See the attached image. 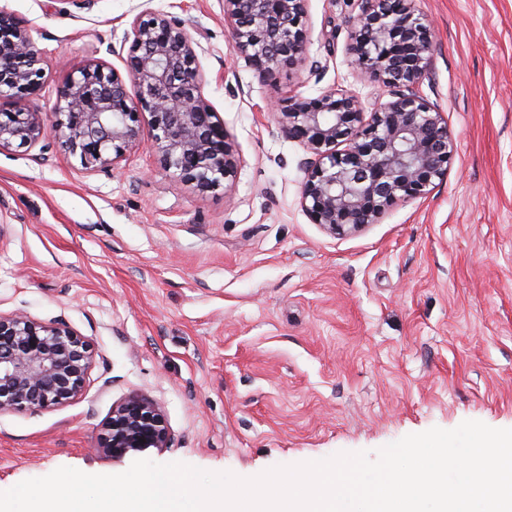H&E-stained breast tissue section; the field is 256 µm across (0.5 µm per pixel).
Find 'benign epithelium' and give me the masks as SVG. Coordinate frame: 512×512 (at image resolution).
<instances>
[{
    "instance_id": "obj_1",
    "label": "benign epithelium",
    "mask_w": 512,
    "mask_h": 512,
    "mask_svg": "<svg viewBox=\"0 0 512 512\" xmlns=\"http://www.w3.org/2000/svg\"><path fill=\"white\" fill-rule=\"evenodd\" d=\"M232 48L263 78L302 60L305 0H224ZM127 78L103 62L64 82L46 124L37 109L4 105L37 96L44 57L25 21L0 8V150L35 146L49 136L88 171H107L141 144L140 116L149 114L161 166L204 194L236 169L224 122L202 92L203 77L184 25L141 13L125 32ZM430 25L412 0H362L349 44L360 75L395 89L369 119L351 94L326 92L288 100L279 123L314 155L301 189L312 223L333 236L375 224L396 203L428 195L448 175L455 145L443 113L416 91L427 71ZM135 94H129L126 83ZM343 144L345 148L337 149ZM94 361L90 341L67 325L35 320L22 310L0 314V413L62 406L80 397ZM161 407L132 394L101 424L98 451L121 459L166 448Z\"/></svg>"
}]
</instances>
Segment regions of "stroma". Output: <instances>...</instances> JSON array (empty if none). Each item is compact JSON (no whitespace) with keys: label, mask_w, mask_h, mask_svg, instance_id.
Instances as JSON below:
<instances>
[{"label":"stroma","mask_w":512,"mask_h":512,"mask_svg":"<svg viewBox=\"0 0 512 512\" xmlns=\"http://www.w3.org/2000/svg\"><path fill=\"white\" fill-rule=\"evenodd\" d=\"M413 6L432 29L419 92L456 143L448 176L335 237L302 208L311 154L278 108L331 90L367 113L390 100L349 54L359 0H306L303 59L268 79L233 50L224 0H0L44 54L46 113L78 68L123 70L136 15L182 20L237 160L202 194L147 133L108 172L55 138L40 161L0 151V313L64 322L96 353L78 399L0 414V488L126 471L97 446L132 393L170 429L145 458L243 478L466 420L512 428V0Z\"/></svg>","instance_id":"35a3bbf8"}]
</instances>
